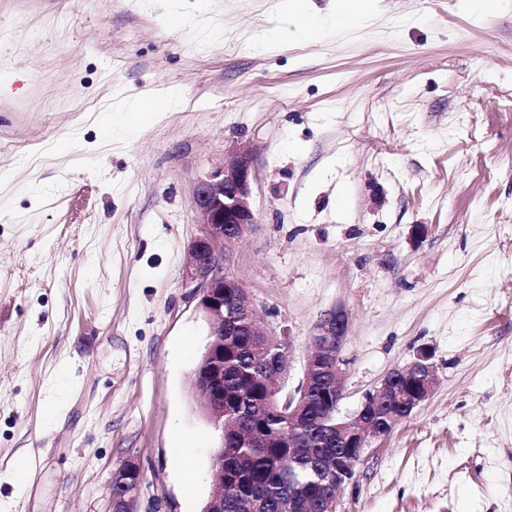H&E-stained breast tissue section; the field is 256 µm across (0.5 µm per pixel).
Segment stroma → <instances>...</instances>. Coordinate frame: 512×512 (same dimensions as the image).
<instances>
[{
    "label": "stroma",
    "instance_id": "obj_1",
    "mask_svg": "<svg viewBox=\"0 0 512 512\" xmlns=\"http://www.w3.org/2000/svg\"><path fill=\"white\" fill-rule=\"evenodd\" d=\"M309 3L314 38L281 0H0L6 512H108L127 460L137 512H202L182 273L196 187L243 149L259 222L224 266L291 344L283 393L339 307L342 413L419 348L438 367L339 512H512V0H368L348 28Z\"/></svg>",
    "mask_w": 512,
    "mask_h": 512
}]
</instances>
